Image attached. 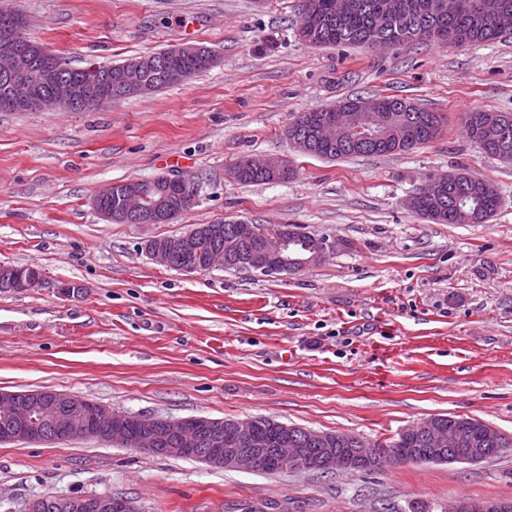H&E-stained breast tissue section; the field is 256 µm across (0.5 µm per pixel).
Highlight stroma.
<instances>
[{"label":"stroma","mask_w":512,"mask_h":512,"mask_svg":"<svg viewBox=\"0 0 512 512\" xmlns=\"http://www.w3.org/2000/svg\"><path fill=\"white\" fill-rule=\"evenodd\" d=\"M1 5L74 67L183 43L217 62L97 110L0 112V264L45 277L0 291V392L50 389L150 417L262 416L372 441L432 415L512 436V165L463 127L470 112H512V34L312 48L296 35L298 0ZM374 94L447 113V132L403 154L336 161L301 156L284 135L300 113ZM250 155L297 172L231 179ZM458 168L495 183L502 204L488 222L436 224L405 207L426 176ZM162 174L201 185L172 223H111L91 205L105 184ZM225 219L294 224L336 249L283 276L186 273L144 251ZM100 494L140 512H448L461 497L512 498V450L478 464L271 474L83 439L0 443V512ZM287 164V171L278 174L277 176L271 175V173L263 168H260L253 162V165H248L238 174H233L236 181L247 184V185H260V184H271L278 182H285L292 178L294 175V169L291 165Z\"/></svg>","instance_id":"35a3bbf8"}]
</instances>
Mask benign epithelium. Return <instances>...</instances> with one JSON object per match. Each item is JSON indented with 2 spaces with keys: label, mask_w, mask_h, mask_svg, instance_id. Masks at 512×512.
Segmentation results:
<instances>
[{
  "label": "benign epithelium",
  "mask_w": 512,
  "mask_h": 512,
  "mask_svg": "<svg viewBox=\"0 0 512 512\" xmlns=\"http://www.w3.org/2000/svg\"><path fill=\"white\" fill-rule=\"evenodd\" d=\"M26 20L19 16L15 22L0 25V78L3 79L6 94L0 100V107L12 106L22 111L46 112L57 109L91 110L103 103L114 100L110 93L93 88L80 89L67 77L53 71L49 79V90L43 94L33 89L31 83L22 79L31 64V53L22 47L21 29ZM123 96H138L151 92L143 80L138 61L126 63L120 73ZM359 115L351 117L350 132L364 138L369 136L373 124ZM153 181L160 182L168 189L164 195L148 203L147 197L134 187L112 191L108 185L98 191L92 199V206L111 223L167 224L177 217L168 205V196L179 197L186 208L194 206L199 198L200 184L185 176L159 175ZM295 229L284 226H268L244 223L241 236L258 240L261 249L256 253L252 270H270L283 275L295 270L286 264L271 269L266 259H278L291 242L290 234ZM204 234L195 226L176 237L150 239L145 252L153 261L169 266L176 257L183 260L182 271L187 273L205 272L224 267V249H214L202 255L198 243ZM44 280L41 269L29 267L16 273L8 289L33 288ZM425 448L421 454L412 457L419 463L444 458L449 448L458 450L470 445L473 439L457 429L446 426L432 416L420 424ZM0 435L9 441L40 442L48 439L66 440L81 437L143 449L149 453L164 456H186L192 454L193 445L201 437L208 438L209 451L199 460L217 469L255 471L265 467L258 449L266 448L269 440L259 435L253 422H238L233 432L224 434L207 417L170 419L145 417L135 414L115 413L97 402L78 396L51 392L48 396H35L26 400L18 399L12 392H0ZM275 444L273 462L282 469L299 471L312 466L310 449L298 448L288 440L279 437ZM377 458V449L372 444H362L351 455H341L327 448L319 466L327 471L343 470L356 472L359 466ZM55 505L61 512H138L129 500L110 494L60 499ZM451 512H512V500L458 499Z\"/></svg>",
  "instance_id": "obj_1"
}]
</instances>
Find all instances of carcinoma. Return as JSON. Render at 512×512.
I'll return each mask as SVG.
<instances>
[{"instance_id": "obj_1", "label": "carcinoma", "mask_w": 512, "mask_h": 512, "mask_svg": "<svg viewBox=\"0 0 512 512\" xmlns=\"http://www.w3.org/2000/svg\"><path fill=\"white\" fill-rule=\"evenodd\" d=\"M337 0H300V21L298 36L313 47L337 45L362 46L379 50L396 45H412L423 42H437L444 45L463 46L488 42L504 34H512V8L502 12V0H468L469 6L450 17L440 13L436 0H394V12L380 26L374 24V16L381 10L384 0H350L351 7L343 12L336 10ZM212 55L207 47L199 45L192 52L177 53L172 48L148 54L149 66L145 78L158 91L171 85L167 76L156 63L162 61L172 70H191L198 74L209 70L202 63L203 55ZM49 66L61 68L76 83H82L91 75L88 68H72L57 54L36 58L28 77L38 81L40 72ZM365 103L375 106V111L384 117L392 114L398 121L385 122L379 130L380 139L374 143L364 139L351 138L341 141L318 137L315 141V156L338 160L348 157L394 155L432 142L448 126L445 113L430 111L407 99L396 96L375 94L368 97L349 98L326 111L345 115L359 112ZM464 125L469 138L478 145H493L498 139L497 128L489 124V113L476 111L468 113ZM294 169L276 176L257 165H249L234 175L242 184L260 185L285 182L292 178ZM441 192L437 197L420 198L413 212L440 224H483L499 209L501 197L496 187L486 179L472 173L456 170L438 174ZM255 245L240 241L238 252L224 255V269L245 271L248 257ZM256 427L271 442L262 449L266 455L272 453L273 442L284 424L269 418H254ZM443 422L457 426L471 433L480 431L484 423L473 418L443 416ZM329 447L346 452L359 442V438L345 433L329 434ZM375 446L383 450L376 466L389 459L390 451H414L423 447L421 438L414 434L397 437Z\"/></svg>"}]
</instances>
